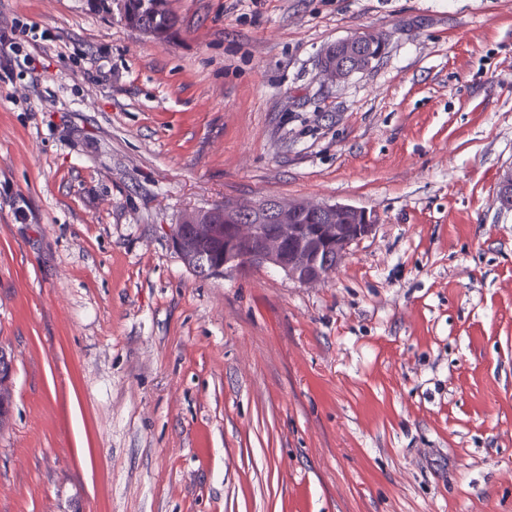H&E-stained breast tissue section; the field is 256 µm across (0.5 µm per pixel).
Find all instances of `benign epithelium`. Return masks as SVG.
<instances>
[{
	"instance_id": "benign-epithelium-1",
	"label": "benign epithelium",
	"mask_w": 512,
	"mask_h": 512,
	"mask_svg": "<svg viewBox=\"0 0 512 512\" xmlns=\"http://www.w3.org/2000/svg\"><path fill=\"white\" fill-rule=\"evenodd\" d=\"M372 34L360 32L336 42L330 54L336 55L331 71L324 73L330 81H341L358 71L366 60V46L372 44ZM290 207L277 199H264L251 211L234 212L233 221L224 225V262L213 265L207 258L197 263L196 272L203 277H214L227 270L242 271L251 265L273 266L288 278L307 282L302 263L287 261L286 254L295 248L297 235L303 233L313 241L323 243L307 261L319 270L332 271L338 267L349 247L368 236L375 226V217L364 208L341 203H308L306 210L316 218L325 215L341 217L347 212L361 216V223L352 225V232L344 238H332L323 232L320 224H289Z\"/></svg>"
}]
</instances>
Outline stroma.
Instances as JSON below:
<instances>
[{
    "instance_id": "obj_1",
    "label": "stroma",
    "mask_w": 512,
    "mask_h": 512,
    "mask_svg": "<svg viewBox=\"0 0 512 512\" xmlns=\"http://www.w3.org/2000/svg\"><path fill=\"white\" fill-rule=\"evenodd\" d=\"M179 6L0 0L48 37L0 82V512H512V0ZM266 198L376 225L313 285L184 266ZM86 3L91 11L111 20L116 14L126 26L149 32L164 44L174 40L184 22L176 0H86ZM371 33L360 32L349 38L336 42L330 48V55H336L332 62L333 71L323 72L326 79L330 81H341L358 71L366 58L365 49L367 44L372 45Z\"/></svg>"
}]
</instances>
